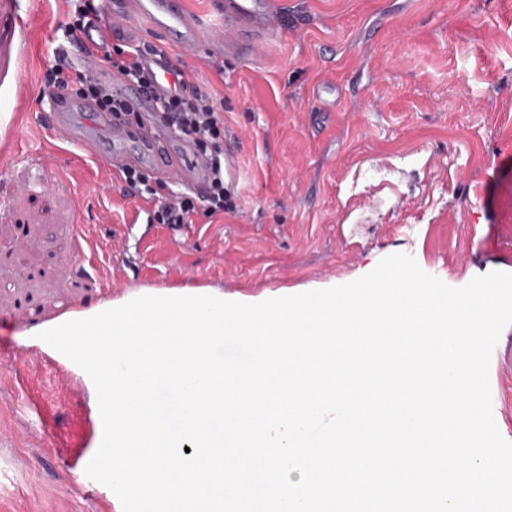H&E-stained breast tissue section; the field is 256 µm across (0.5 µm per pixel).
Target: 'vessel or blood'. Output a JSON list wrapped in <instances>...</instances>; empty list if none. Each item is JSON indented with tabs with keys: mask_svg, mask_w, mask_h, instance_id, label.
I'll return each instance as SVG.
<instances>
[{
	"mask_svg": "<svg viewBox=\"0 0 512 512\" xmlns=\"http://www.w3.org/2000/svg\"><path fill=\"white\" fill-rule=\"evenodd\" d=\"M98 13L81 42L60 47L57 57H74L82 69L96 73L130 111L139 113L137 123L128 124L97 112L85 101L64 92L49 94L42 116L57 142L80 149L95 163L120 175L128 167H147L156 178L195 193L207 186L208 160L185 141L158 107L160 95L174 85L173 52L194 54L200 44V23L186 10L184 0H99ZM217 13L224 21V51L244 58L254 57V37L282 26V13L275 0H217ZM143 24L162 33L166 42L157 56L145 58L157 76L154 91L142 90L119 72L99 69L85 46L102 42L111 28Z\"/></svg>",
	"mask_w": 512,
	"mask_h": 512,
	"instance_id": "vessel-or-blood-1",
	"label": "vessel or blood"
}]
</instances>
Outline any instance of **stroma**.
I'll return each mask as SVG.
<instances>
[{"instance_id": "35a3bbf8", "label": "stroma", "mask_w": 512, "mask_h": 512, "mask_svg": "<svg viewBox=\"0 0 512 512\" xmlns=\"http://www.w3.org/2000/svg\"><path fill=\"white\" fill-rule=\"evenodd\" d=\"M279 2L259 60L184 63L224 105L237 212L134 225L152 204L92 191L109 171L69 166L41 124L66 0H0V512H123L85 473L92 380L32 334L53 316L185 287L257 303L399 252L455 288L512 273V0ZM489 382L512 442V326Z\"/></svg>"}]
</instances>
